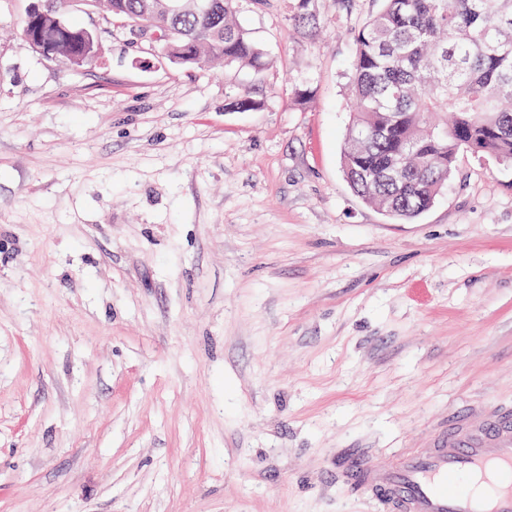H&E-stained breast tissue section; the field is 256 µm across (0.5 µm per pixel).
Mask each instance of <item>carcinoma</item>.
Wrapping results in <instances>:
<instances>
[{
  "label": "carcinoma",
  "instance_id": "carcinoma-1",
  "mask_svg": "<svg viewBox=\"0 0 512 512\" xmlns=\"http://www.w3.org/2000/svg\"><path fill=\"white\" fill-rule=\"evenodd\" d=\"M20 34L71 68L97 62L96 43L70 19L73 0H32ZM88 0L130 27L147 24L155 48L187 69L210 64L261 73L265 53L237 20L239 0ZM317 0H291L297 30L319 21ZM177 4V10L169 5ZM351 120L341 148L353 193L409 223L435 202L461 153L512 168V0H382L354 31L347 73Z\"/></svg>",
  "mask_w": 512,
  "mask_h": 512
}]
</instances>
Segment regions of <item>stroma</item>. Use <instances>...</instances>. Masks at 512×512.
<instances>
[{"mask_svg":"<svg viewBox=\"0 0 512 512\" xmlns=\"http://www.w3.org/2000/svg\"><path fill=\"white\" fill-rule=\"evenodd\" d=\"M29 3L0 0V512H373L339 449L512 407V169L460 156L410 223L343 176L376 0L303 31L242 0L259 75L93 10L102 55L69 68Z\"/></svg>","mask_w":512,"mask_h":512,"instance_id":"obj_1","label":"stroma"}]
</instances>
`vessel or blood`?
I'll return each mask as SVG.
<instances>
[{
  "instance_id": "obj_1",
  "label": "vessel or blood",
  "mask_w": 512,
  "mask_h": 512,
  "mask_svg": "<svg viewBox=\"0 0 512 512\" xmlns=\"http://www.w3.org/2000/svg\"><path fill=\"white\" fill-rule=\"evenodd\" d=\"M333 470L378 512H512V410L451 416L426 447L382 463L342 449Z\"/></svg>"
}]
</instances>
